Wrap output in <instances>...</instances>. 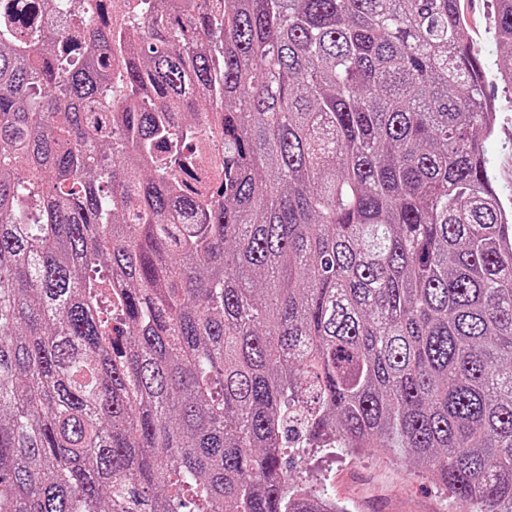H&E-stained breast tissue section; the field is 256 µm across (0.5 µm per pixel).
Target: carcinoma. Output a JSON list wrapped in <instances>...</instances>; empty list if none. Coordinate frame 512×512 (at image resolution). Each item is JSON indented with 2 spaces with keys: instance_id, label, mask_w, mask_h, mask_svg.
<instances>
[{
  "instance_id": "1",
  "label": "carcinoma",
  "mask_w": 512,
  "mask_h": 512,
  "mask_svg": "<svg viewBox=\"0 0 512 512\" xmlns=\"http://www.w3.org/2000/svg\"><path fill=\"white\" fill-rule=\"evenodd\" d=\"M120 6L77 5L80 46L0 19V512H325L295 441L512 512V214L460 0H157L136 39ZM494 30L512 86V0ZM210 139H212V142L209 145L208 153L202 158L201 164L190 168V170L200 179H206L211 174V167L221 163L223 144L217 137L216 133L213 136H210Z\"/></svg>"
}]
</instances>
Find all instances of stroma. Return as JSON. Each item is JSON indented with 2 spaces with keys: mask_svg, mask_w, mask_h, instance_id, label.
<instances>
[{
  "mask_svg": "<svg viewBox=\"0 0 512 512\" xmlns=\"http://www.w3.org/2000/svg\"><path fill=\"white\" fill-rule=\"evenodd\" d=\"M465 34L486 74L485 92L495 105L496 122L480 145L489 175L504 205L512 211V88L500 80L505 66L497 54L493 0H461ZM291 476L327 486L347 512H458L463 503L442 490L416 464L391 458L381 448L346 453L340 448L311 452Z\"/></svg>",
  "mask_w": 512,
  "mask_h": 512,
  "instance_id": "35a3bbf8",
  "label": "stroma"
}]
</instances>
